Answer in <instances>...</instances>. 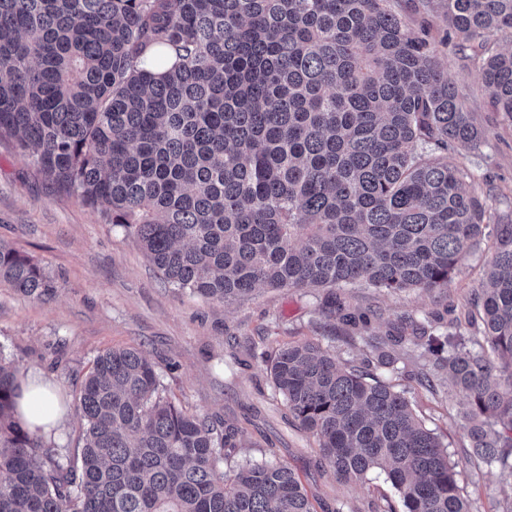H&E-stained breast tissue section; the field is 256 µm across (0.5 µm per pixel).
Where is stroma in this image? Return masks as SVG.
Masks as SVG:
<instances>
[{"label":"stroma","instance_id":"1","mask_svg":"<svg viewBox=\"0 0 512 512\" xmlns=\"http://www.w3.org/2000/svg\"><path fill=\"white\" fill-rule=\"evenodd\" d=\"M397 2L412 32L432 43L483 132L480 146L456 154L455 162L477 174L476 194L497 211H512V118L489 111L481 76L454 54L443 13L419 16L412 13L411 0ZM0 243L32 257L53 284L48 295L35 298L0 283V352L19 372H41L58 388L66 406L64 427L59 437L41 443L60 464L80 456L84 422L77 411L78 390L95 357L133 347L155 365L163 396L237 431L240 444L228 469L276 459L296 473L316 512H376L384 499L398 497L390 481L378 473L362 484L337 479L316 437L275 390L269 355L282 346L314 342L406 393L457 462L473 512H495L512 492V474L495 468L475 473L466 458L467 438L458 421L463 394L434 395L414 380V373L430 370L432 355L394 371L370 361L362 350L363 336H409L414 323L425 319L445 332L449 310L465 307L484 285L491 233L473 245L447 287L432 293L260 288L241 303L212 302L166 286L130 233L45 180L4 141ZM348 312L366 317V324H345L342 316Z\"/></svg>","mask_w":512,"mask_h":512}]
</instances>
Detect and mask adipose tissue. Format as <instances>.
I'll use <instances>...</instances> for the list:
<instances>
[{
    "mask_svg": "<svg viewBox=\"0 0 512 512\" xmlns=\"http://www.w3.org/2000/svg\"><path fill=\"white\" fill-rule=\"evenodd\" d=\"M22 396L18 411L29 429L40 435L57 431L65 419L64 408L57 388L29 373L21 380Z\"/></svg>",
    "mask_w": 512,
    "mask_h": 512,
    "instance_id": "ef3b65f1",
    "label": "adipose tissue"
}]
</instances>
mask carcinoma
<instances>
[{"label":"carcinoma","instance_id":"cac0c4a2","mask_svg":"<svg viewBox=\"0 0 512 512\" xmlns=\"http://www.w3.org/2000/svg\"><path fill=\"white\" fill-rule=\"evenodd\" d=\"M438 3L512 118V0L413 8ZM464 98L392 0H0V139L126 228L171 288L222 303L260 286L432 291L495 226L488 287L448 332L422 328L435 362L415 379L463 393L475 468L512 473V224L449 161L481 139ZM0 280L51 288L2 244ZM420 340L362 337L387 367ZM269 371L339 478L385 473L404 512H472L405 393L313 343ZM20 394L0 356V512H315L283 462L227 476L235 430L163 397L139 349L105 351L82 381L76 465L40 454Z\"/></svg>","mask_w":512,"mask_h":512}]
</instances>
